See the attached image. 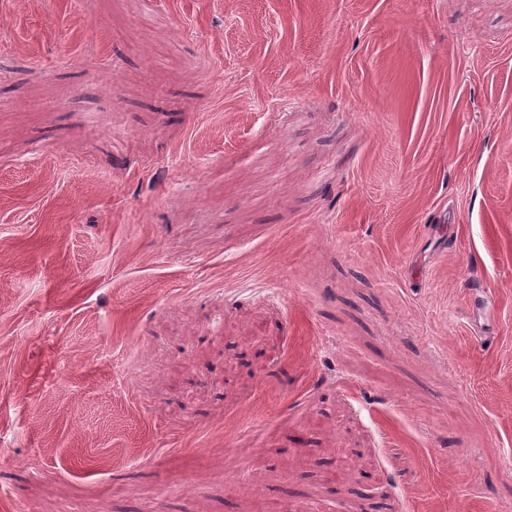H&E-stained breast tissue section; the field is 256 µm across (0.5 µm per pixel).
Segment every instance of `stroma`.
I'll return each mask as SVG.
<instances>
[{
    "label": "stroma",
    "instance_id": "stroma-1",
    "mask_svg": "<svg viewBox=\"0 0 512 512\" xmlns=\"http://www.w3.org/2000/svg\"><path fill=\"white\" fill-rule=\"evenodd\" d=\"M1 487L512 512V0H0Z\"/></svg>",
    "mask_w": 512,
    "mask_h": 512
}]
</instances>
